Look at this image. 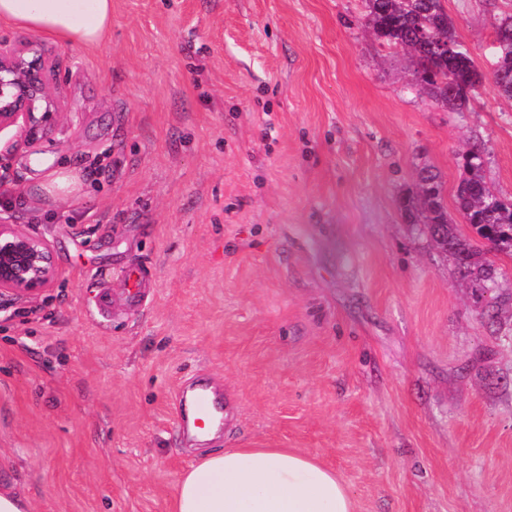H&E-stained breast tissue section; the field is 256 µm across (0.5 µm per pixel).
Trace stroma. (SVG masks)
I'll return each mask as SVG.
<instances>
[{"label": "stroma", "instance_id": "obj_1", "mask_svg": "<svg viewBox=\"0 0 512 512\" xmlns=\"http://www.w3.org/2000/svg\"><path fill=\"white\" fill-rule=\"evenodd\" d=\"M444 6L483 76L459 111L363 0H112L100 48L45 39L67 116L0 161V220L62 271L0 322V485L30 512H170L207 446L308 454L355 512H512V253L478 244L483 284L399 209L424 167L455 207L476 145L512 202L490 78L512 0ZM60 166L83 189L36 205ZM201 377L224 397L206 443L181 426Z\"/></svg>", "mask_w": 512, "mask_h": 512}]
</instances>
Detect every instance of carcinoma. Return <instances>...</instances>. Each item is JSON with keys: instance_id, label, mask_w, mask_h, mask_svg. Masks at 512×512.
Returning <instances> with one entry per match:
<instances>
[{"instance_id": "1", "label": "carcinoma", "mask_w": 512, "mask_h": 512, "mask_svg": "<svg viewBox=\"0 0 512 512\" xmlns=\"http://www.w3.org/2000/svg\"><path fill=\"white\" fill-rule=\"evenodd\" d=\"M366 25L382 44L408 52L414 86L443 105L455 97L465 103L480 83L470 51L456 35V27L444 7V0H364ZM495 43L502 55H512V15L496 28ZM482 151L475 148L472 175L456 192L457 210L477 234L499 247L512 248V203L494 195L480 169ZM400 208L411 224H424L443 251L470 269L473 247L458 233L448 217L444 187L439 172L419 170L416 190L403 197Z\"/></svg>"}]
</instances>
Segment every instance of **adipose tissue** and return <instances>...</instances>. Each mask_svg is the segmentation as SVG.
Instances as JSON below:
<instances>
[{"label":"adipose tissue","instance_id":"adipose-tissue-1","mask_svg":"<svg viewBox=\"0 0 512 512\" xmlns=\"http://www.w3.org/2000/svg\"><path fill=\"white\" fill-rule=\"evenodd\" d=\"M0 20L96 49L112 0H0ZM171 512H355L347 486L314 458L285 448H221L178 478Z\"/></svg>","mask_w":512,"mask_h":512}]
</instances>
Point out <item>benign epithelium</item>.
I'll return each mask as SVG.
<instances>
[{
	"instance_id": "benign-epithelium-1",
	"label": "benign epithelium",
	"mask_w": 512,
	"mask_h": 512,
	"mask_svg": "<svg viewBox=\"0 0 512 512\" xmlns=\"http://www.w3.org/2000/svg\"><path fill=\"white\" fill-rule=\"evenodd\" d=\"M66 116L63 87L40 45L19 48L0 38V132L14 131L12 149L30 144L48 122ZM62 275L50 243L16 224H0V314L29 302Z\"/></svg>"
}]
</instances>
